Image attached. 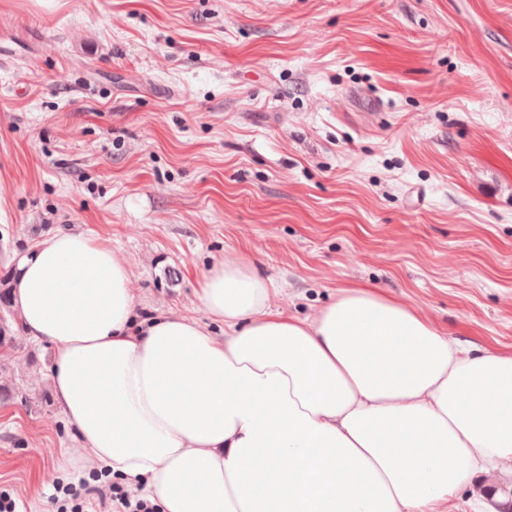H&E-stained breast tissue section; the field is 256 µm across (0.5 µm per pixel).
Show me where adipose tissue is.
Returning <instances> with one entry per match:
<instances>
[{"label":"adipose tissue","instance_id":"obj_1","mask_svg":"<svg viewBox=\"0 0 512 512\" xmlns=\"http://www.w3.org/2000/svg\"><path fill=\"white\" fill-rule=\"evenodd\" d=\"M273 292L227 258L202 276L207 323L141 316L125 260L72 230L18 259L11 295L55 350L69 456L139 481L159 512H442L512 472L511 350L368 284L303 318Z\"/></svg>","mask_w":512,"mask_h":512}]
</instances>
